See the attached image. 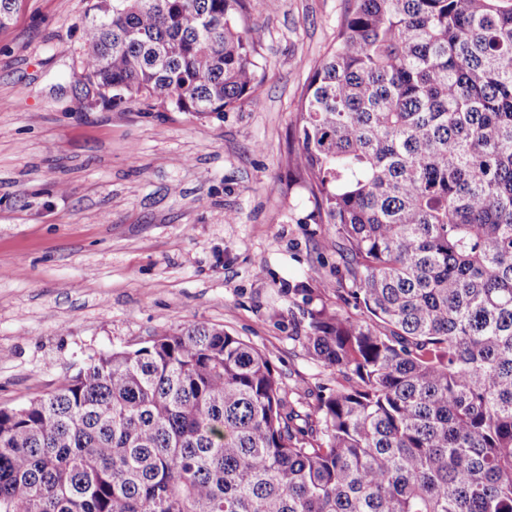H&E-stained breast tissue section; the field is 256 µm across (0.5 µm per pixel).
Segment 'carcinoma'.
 Segmentation results:
<instances>
[{"label":"carcinoma","mask_w":512,"mask_h":512,"mask_svg":"<svg viewBox=\"0 0 512 512\" xmlns=\"http://www.w3.org/2000/svg\"><path fill=\"white\" fill-rule=\"evenodd\" d=\"M244 2L92 0L88 84L198 118L253 101ZM295 133L340 259L343 310L305 334L336 391L297 410L204 323L91 356L0 408V512H512V0H349Z\"/></svg>","instance_id":"obj_1"}]
</instances>
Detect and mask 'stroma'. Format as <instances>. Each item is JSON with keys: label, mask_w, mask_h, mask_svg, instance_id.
Wrapping results in <instances>:
<instances>
[{"label": "stroma", "mask_w": 512, "mask_h": 512, "mask_svg": "<svg viewBox=\"0 0 512 512\" xmlns=\"http://www.w3.org/2000/svg\"><path fill=\"white\" fill-rule=\"evenodd\" d=\"M89 0H25L0 32V406L179 325L269 354L291 399L335 391L303 314L339 257L293 158L295 113L345 0H246L253 102L219 117L89 97Z\"/></svg>", "instance_id": "stroma-1"}]
</instances>
